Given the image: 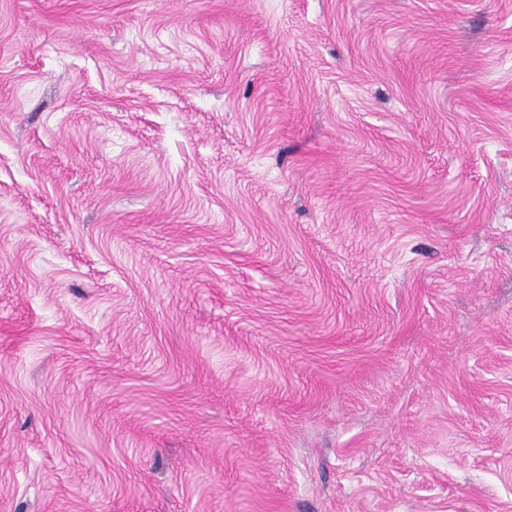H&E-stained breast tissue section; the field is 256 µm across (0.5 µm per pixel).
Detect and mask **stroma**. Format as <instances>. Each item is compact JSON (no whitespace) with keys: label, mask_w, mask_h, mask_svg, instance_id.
<instances>
[{"label":"stroma","mask_w":512,"mask_h":512,"mask_svg":"<svg viewBox=\"0 0 512 512\" xmlns=\"http://www.w3.org/2000/svg\"><path fill=\"white\" fill-rule=\"evenodd\" d=\"M0 512H512V0H0Z\"/></svg>","instance_id":"1"}]
</instances>
